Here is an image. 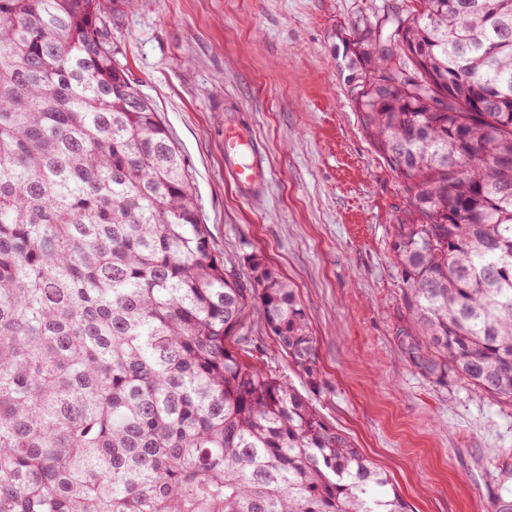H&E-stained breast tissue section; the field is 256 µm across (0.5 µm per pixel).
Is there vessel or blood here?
Wrapping results in <instances>:
<instances>
[{"label":"vessel or blood","mask_w":512,"mask_h":512,"mask_svg":"<svg viewBox=\"0 0 512 512\" xmlns=\"http://www.w3.org/2000/svg\"><path fill=\"white\" fill-rule=\"evenodd\" d=\"M224 171L244 199L257 197L268 188L262 146L249 128L235 120L224 124Z\"/></svg>","instance_id":"vessel-or-blood-1"}]
</instances>
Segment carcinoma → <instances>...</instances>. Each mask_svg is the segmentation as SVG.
I'll return each instance as SVG.
<instances>
[{
  "label": "carcinoma",
  "mask_w": 512,
  "mask_h": 512,
  "mask_svg": "<svg viewBox=\"0 0 512 512\" xmlns=\"http://www.w3.org/2000/svg\"><path fill=\"white\" fill-rule=\"evenodd\" d=\"M113 2L0 0V512H409L226 346L254 306L315 373L288 279L212 254L183 155L116 58ZM418 2L354 37L366 132L411 181L408 355L511 402L512 0Z\"/></svg>",
  "instance_id": "cac0c4a2"
}]
</instances>
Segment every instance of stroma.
Segmentation results:
<instances>
[{
  "mask_svg": "<svg viewBox=\"0 0 512 512\" xmlns=\"http://www.w3.org/2000/svg\"><path fill=\"white\" fill-rule=\"evenodd\" d=\"M413 0H115L112 43L160 112L194 182L212 248L247 278L259 253L290 280L317 341L309 382L249 315V350L385 469L412 512H493L512 500V403L410 360L393 257L409 184L366 134L351 40ZM270 171L242 200L224 172L226 112Z\"/></svg>",
  "mask_w": 512,
  "mask_h": 512,
  "instance_id": "35a3bbf8",
  "label": "stroma"
}]
</instances>
